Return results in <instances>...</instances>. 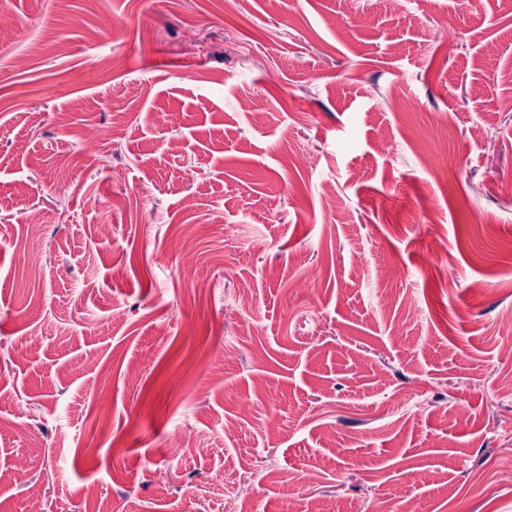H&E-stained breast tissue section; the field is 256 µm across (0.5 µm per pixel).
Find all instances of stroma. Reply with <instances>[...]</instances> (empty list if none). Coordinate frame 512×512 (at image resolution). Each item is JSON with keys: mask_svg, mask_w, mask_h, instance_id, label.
Returning <instances> with one entry per match:
<instances>
[{"mask_svg": "<svg viewBox=\"0 0 512 512\" xmlns=\"http://www.w3.org/2000/svg\"><path fill=\"white\" fill-rule=\"evenodd\" d=\"M403 5L0 0V512H512V0Z\"/></svg>", "mask_w": 512, "mask_h": 512, "instance_id": "35a3bbf8", "label": "stroma"}]
</instances>
